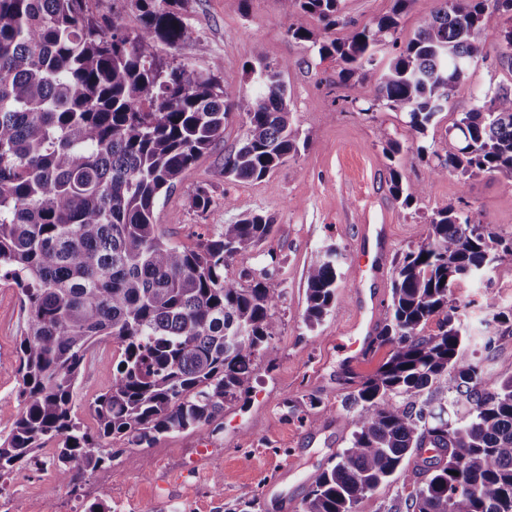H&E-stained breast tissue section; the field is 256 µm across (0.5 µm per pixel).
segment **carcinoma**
<instances>
[{"label":"carcinoma","instance_id":"cac0c4a2","mask_svg":"<svg viewBox=\"0 0 512 512\" xmlns=\"http://www.w3.org/2000/svg\"><path fill=\"white\" fill-rule=\"evenodd\" d=\"M88 2L0 0V280L19 289L27 312L18 414L0 435V479L36 463L49 441L57 442L58 462L96 470L112 463V437L150 446L217 421L224 404L249 391L257 354L281 334L286 292L273 287L276 254H264L258 274L227 276L237 256L271 236V218L245 214L186 246L160 230L155 212L224 139L233 113L245 117V132L240 146L224 151L226 181L261 180L308 146L289 118L286 65L255 50L245 70L255 90L241 95L221 85L219 60L201 69L157 56V44L190 38L188 0H130L134 27L117 7L99 18ZM292 2L288 35L341 61L336 85L374 83L372 97L341 100L366 115L386 109L406 117L413 146L390 138L384 147L398 158L390 171L395 198L408 207L425 197L426 187L403 183L415 158H433L437 175L512 181V85L459 113L445 154L425 141L472 64L488 59V27L498 29L501 56L512 60V0H495L491 10L487 0H443L383 66L377 47L398 45L411 0H393L389 13L362 26L342 17L341 0ZM304 16L345 32L320 39ZM213 205L205 184L189 197L202 215ZM506 260L512 239L471 210L450 203L428 216L425 234L398 255L378 337L388 357L358 382L348 446L299 512H357L397 473L410 488L406 512H512V375L486 387L482 361L464 343L468 304L456 295L461 281ZM339 278L332 247L306 269L308 329L336 304ZM484 308L503 327L499 341L511 343L512 308L494 298ZM431 321L437 330L428 333ZM112 343L120 355L112 385L90 403L91 432L76 416L79 378L89 351ZM450 373L452 387L415 401ZM426 449L437 455L422 457Z\"/></svg>","mask_w":512,"mask_h":512}]
</instances>
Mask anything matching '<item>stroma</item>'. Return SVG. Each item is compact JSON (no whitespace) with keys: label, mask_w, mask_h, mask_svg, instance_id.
<instances>
[{"label":"stroma","mask_w":512,"mask_h":512,"mask_svg":"<svg viewBox=\"0 0 512 512\" xmlns=\"http://www.w3.org/2000/svg\"><path fill=\"white\" fill-rule=\"evenodd\" d=\"M188 22L191 38L176 49L159 45V57L200 68L222 60L223 83L240 93L250 90L244 69L255 49L286 63L291 120L308 136L309 145L263 180L225 182L220 174L224 152L245 130L243 117L231 115L223 141L187 172L155 219L171 240L189 244L200 225L213 230L244 213L271 216L274 232L265 247L281 259L273 285L287 292L278 309L283 333L256 359L249 393L225 406L221 429L205 425L161 437L148 448L113 438L111 465L93 472L83 471L76 461L58 466L52 445H45L36 466L0 481L8 490L0 512H32L50 495L86 508L102 487L109 489L120 512H143L149 505L156 512H171L175 506L180 512H242L247 494L256 497V512H298L319 474L347 445L352 429L345 403L350 393L388 356L387 347L376 344L367 357L350 365L335 344L346 332L360 286L355 274L360 225H388L392 248L399 251L425 233V218L433 209L451 203L480 213L501 236L512 237V182L502 178L465 180L453 172L438 178L431 164L417 160L408 165L405 179L426 185L425 198L409 208L393 198L383 146L390 137L406 140L403 114L381 110L368 116L336 104L341 63L320 59L310 43L289 36L284 0H190ZM483 37L490 58L471 67L465 91L427 131V141L438 151L450 147L446 130L458 113L473 107V94L512 83V65L495 55L496 30L487 29ZM201 183L209 184L217 202L204 215L188 205ZM330 246L338 252L339 298L311 331L303 322V273ZM457 295L470 304L467 346L483 360L487 386H495L512 374V344L486 348L493 330L484 323V304L493 296L512 306V262L480 281L464 282ZM25 324L18 289L0 282V433L8 432L18 412L16 369ZM117 357V345L95 347L82 372L77 414L88 428L96 426L89 404L111 386ZM289 399L300 404L299 416L287 417Z\"/></svg>","instance_id":"35a3bbf8"}]
</instances>
